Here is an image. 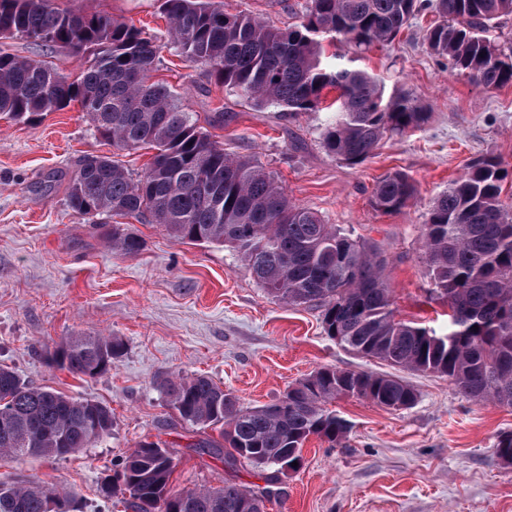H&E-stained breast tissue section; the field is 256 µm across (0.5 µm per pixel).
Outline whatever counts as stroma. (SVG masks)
Listing matches in <instances>:
<instances>
[{"label":"stroma","instance_id":"stroma-1","mask_svg":"<svg viewBox=\"0 0 512 512\" xmlns=\"http://www.w3.org/2000/svg\"><path fill=\"white\" fill-rule=\"evenodd\" d=\"M62 8L102 13L135 24L164 48L154 80L180 96L185 111L227 153L248 156L297 206L318 212L386 256L385 277L397 318L443 333L448 306L432 299L420 236L431 201L483 155L512 172V86L487 91L450 69L424 35L438 16L427 9L395 42L366 53L342 41L327 61L367 71L386 93H412L429 114L420 129L384 137L364 163L351 166L322 144L326 112L291 116L259 108L225 90L206 66L166 46L161 0H57ZM224 10L260 14L280 28L298 24L308 0H223ZM223 122H214L215 113ZM114 156L132 172L150 151L114 152L80 104L29 122L0 119V365L23 380L96 401L113 426L94 447L64 459L0 461V482L41 481L71 496L69 512H135L107 499L103 479L144 441H164L174 457V491L231 481L257 489L265 470L201 453L202 433L169 408L159 391L167 375H205L248 407L281 399L319 368L391 373L328 337L318 308L273 299L230 249L181 243L163 227L122 218L142 242L134 256L107 239L113 220H83L66 187L80 162ZM402 171L417 196L400 211L375 209L371 195L385 174ZM114 336L124 345L106 373L79 379L49 365L73 336ZM418 394L412 408L388 410L356 397L331 408L351 424L333 447L310 437L302 467L281 477L266 512H512V466L494 443L512 432V407L475 401L434 374L402 371Z\"/></svg>","mask_w":512,"mask_h":512}]
</instances>
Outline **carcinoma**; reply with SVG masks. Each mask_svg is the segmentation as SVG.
Listing matches in <instances>:
<instances>
[{
  "instance_id": "cac0c4a2",
  "label": "carcinoma",
  "mask_w": 512,
  "mask_h": 512,
  "mask_svg": "<svg viewBox=\"0 0 512 512\" xmlns=\"http://www.w3.org/2000/svg\"><path fill=\"white\" fill-rule=\"evenodd\" d=\"M427 0H310L298 26L283 30L250 13L229 15L215 0H162L169 45L210 68L216 81L259 108L281 112L323 109V90L336 107L322 134L332 156L356 166L387 134L402 135L429 117L409 92L386 99L380 82L361 70L322 60V42L341 37L357 51L392 43ZM443 21L426 31L433 54L486 90L512 84V54L488 38L512 0H435ZM25 37L81 62L74 81L51 63L0 51V116L30 121L80 104L97 130L120 150L154 151L134 177L109 157L84 159L67 187V201L91 220L131 216L159 224L185 243L232 249L253 278L279 301L322 308L327 336H343L349 350L393 367L448 378L460 393L512 406V195L503 196L507 170L494 156L431 202L422 239L432 293L453 310L448 333L396 318L384 277L386 259L373 245L336 230L293 204L252 159L224 152L184 111L179 95L151 80L163 45L144 29L108 15L57 6L55 0H0V38ZM213 184L212 202L198 193ZM416 184L395 171L376 184L372 205L396 212L414 198ZM137 237L112 225V250L134 256ZM478 329H473V326ZM123 343L110 336H76L51 355L56 368L93 378L112 369ZM275 403L244 407L205 376L171 375L160 393L180 418L219 432L194 443L213 454L228 447L232 462L271 471L268 487L170 488L174 459L159 442L145 441L102 485L108 498L129 495L139 512H237L246 497L273 494L283 465L302 461L311 436L340 444L350 423L326 404L352 391L377 406L412 407L415 389L400 377L322 367ZM112 412L99 403L33 386L0 366V459H63L112 430ZM60 496L37 482L0 483V512H47Z\"/></svg>"
}]
</instances>
